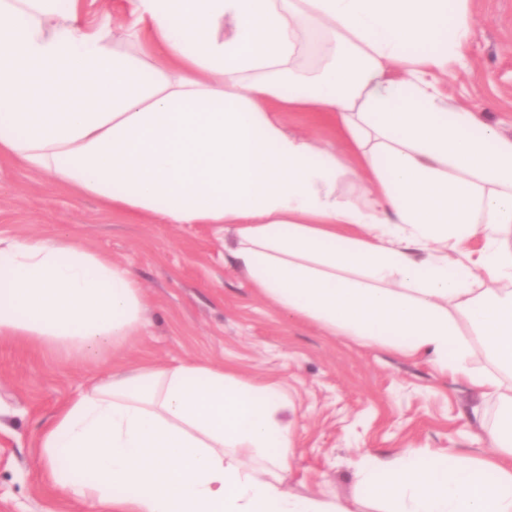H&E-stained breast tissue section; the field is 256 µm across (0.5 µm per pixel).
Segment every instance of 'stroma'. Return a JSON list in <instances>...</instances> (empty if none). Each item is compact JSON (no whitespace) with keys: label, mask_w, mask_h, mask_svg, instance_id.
Here are the masks:
<instances>
[{"label":"stroma","mask_w":512,"mask_h":512,"mask_svg":"<svg viewBox=\"0 0 512 512\" xmlns=\"http://www.w3.org/2000/svg\"><path fill=\"white\" fill-rule=\"evenodd\" d=\"M469 8L466 66L440 89L451 103L512 136V0H470ZM284 120L336 153L338 195L362 192L358 164L337 126L311 112H290ZM61 232L134 272L148 302L147 324L114 357L97 363L0 344V512H86L80 502L59 499L43 480L35 440L72 394L104 378L115 361L207 362L246 380L278 383L293 436L289 492L332 495L353 512L376 508L358 474L362 455H487L484 436L500 415L494 399L426 358L332 336L289 316L235 269L210 225L145 224L112 214L47 175L1 160L0 235Z\"/></svg>","instance_id":"obj_1"}]
</instances>
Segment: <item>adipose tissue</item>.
<instances>
[{"label": "adipose tissue", "instance_id": "1", "mask_svg": "<svg viewBox=\"0 0 512 512\" xmlns=\"http://www.w3.org/2000/svg\"><path fill=\"white\" fill-rule=\"evenodd\" d=\"M125 3L117 32L85 22L84 0H0V157L147 224L232 231L235 266L288 313L495 398L488 456L359 468L379 512H512V137L437 80L469 38L468 0ZM282 112L338 116L368 191L337 199L335 154ZM144 323L128 267L69 234L0 236V341L98 361ZM287 408L221 366H115L41 429L38 455L91 512H351L288 492Z\"/></svg>", "mask_w": 512, "mask_h": 512}]
</instances>
